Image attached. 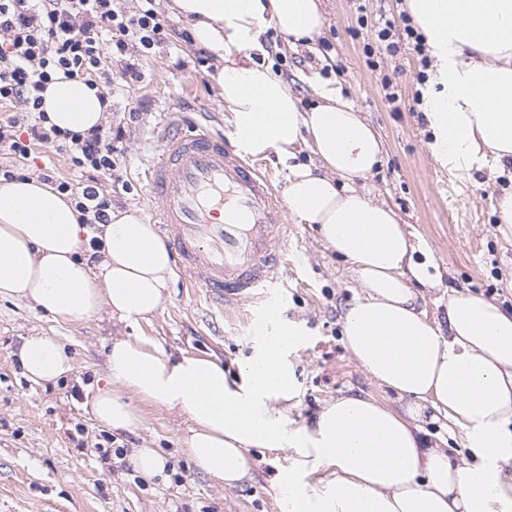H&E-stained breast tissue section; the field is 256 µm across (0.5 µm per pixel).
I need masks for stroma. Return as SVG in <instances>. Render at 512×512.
I'll use <instances>...</instances> for the list:
<instances>
[{
	"label": "stroma",
	"instance_id": "35a3bbf8",
	"mask_svg": "<svg viewBox=\"0 0 512 512\" xmlns=\"http://www.w3.org/2000/svg\"><path fill=\"white\" fill-rule=\"evenodd\" d=\"M326 18L313 44L288 46L274 26L261 40L274 54L273 66L299 97L302 108L320 104L318 87L339 89L380 135L384 153L372 176L363 180L373 200L387 203L406 224L413 259L427 263L437 287L418 286L428 319L446 324L448 292L468 290L512 309V226L498 223L494 206L512 186V168L451 175L435 160L422 110L415 54L379 55L370 68L364 54L380 16H398L404 0H322ZM126 58L141 74L110 99L102 129L120 125L117 167L98 188L113 210L151 209L139 171L150 159L148 144L160 138L157 116L182 97L190 118L232 137L230 114L218 95L217 57L199 62L196 48L179 41L157 44L147 54L129 49ZM390 77L400 99L385 100L382 77ZM25 176L51 173L74 180L62 151L35 149L23 160ZM288 285L279 293L283 321L300 323V343L287 352L295 374L292 399L283 403L288 427L312 426L327 402L344 394L369 395L401 408L351 358L342 341V316L361 295L350 265L327 250L313 225L289 222ZM259 302L225 310L209 305L198 289L173 276L162 306L142 322L141 335L157 340L173 355H209L229 371L254 350ZM57 337L73 358L69 376L57 383L28 381L17 358L23 336ZM108 313L68 321L43 314L23 300H0V512H282L272 490L277 469L288 467L291 451L255 448L250 478L227 487L212 483L186 453L190 421L179 411L140 405L142 422L113 432L123 458L102 459L97 445L105 432L91 415L93 389L105 372L111 342L130 336ZM153 448L168 460V477L147 478L133 470L131 453Z\"/></svg>",
	"mask_w": 512,
	"mask_h": 512
}]
</instances>
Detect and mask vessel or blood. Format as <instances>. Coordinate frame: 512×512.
I'll list each match as a JSON object with an SVG mask.
<instances>
[{"label": "vessel or blood", "mask_w": 512, "mask_h": 512, "mask_svg": "<svg viewBox=\"0 0 512 512\" xmlns=\"http://www.w3.org/2000/svg\"><path fill=\"white\" fill-rule=\"evenodd\" d=\"M184 118L177 105L161 113L168 133L144 170L176 268L215 303L262 298L264 315L276 314L269 291L288 261V207L223 135Z\"/></svg>", "instance_id": "b4317fda"}]
</instances>
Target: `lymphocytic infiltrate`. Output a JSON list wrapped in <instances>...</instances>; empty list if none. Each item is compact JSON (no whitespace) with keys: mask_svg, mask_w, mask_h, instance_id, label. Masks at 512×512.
I'll return each mask as SVG.
<instances>
[{"mask_svg":"<svg viewBox=\"0 0 512 512\" xmlns=\"http://www.w3.org/2000/svg\"><path fill=\"white\" fill-rule=\"evenodd\" d=\"M141 0L137 10L121 8L118 0H0V151L14 159V166L0 167V183L20 179L19 161L28 159L35 147L65 151L82 182H58L60 193H73L82 223L111 221V201L101 196L97 183L115 166L116 145L123 128L112 132L93 129L73 133L49 125L41 108V93L57 74L88 84L104 80L106 89L138 80L133 64L123 63L129 47L148 52L156 44L186 32L176 31L153 6ZM378 50L396 55L411 50L422 67L419 81H426L429 65L422 33L408 13L399 19L379 18L375 28ZM123 67L109 72L111 60ZM27 122L26 136L15 135L20 122Z\"/></svg>","mask_w":512,"mask_h":512,"instance_id":"lymphocytic-infiltrate-1","label":"lymphocytic infiltrate"}]
</instances>
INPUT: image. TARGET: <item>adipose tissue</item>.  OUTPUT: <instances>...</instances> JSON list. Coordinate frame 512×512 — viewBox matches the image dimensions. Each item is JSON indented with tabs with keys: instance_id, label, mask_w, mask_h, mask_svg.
Instances as JSON below:
<instances>
[{
	"instance_id": "obj_1",
	"label": "adipose tissue",
	"mask_w": 512,
	"mask_h": 512,
	"mask_svg": "<svg viewBox=\"0 0 512 512\" xmlns=\"http://www.w3.org/2000/svg\"><path fill=\"white\" fill-rule=\"evenodd\" d=\"M190 23L195 45L224 65L216 85L230 112L238 149L277 153L287 163L283 193L292 218L312 224L350 264L363 290L346 310L343 342L384 390L408 399L405 412L357 394L324 407L315 424L291 430L276 407L295 378L284 358L302 334L267 319L254 354L227 378L209 356L172 359L155 340L134 336L106 352L105 384L91 402L96 423L137 426L133 400L173 409L193 423L186 452L215 484L249 475L254 448L294 452L272 485L288 512H512V312L479 295L448 294L447 326L418 308L425 264L395 212L358 190L382 160L375 130L338 90L300 106L264 53L265 24L306 44L324 28L320 0H172ZM434 69L423 93L431 149L449 171L471 176L512 161V0H407ZM50 124L85 133L107 109L99 88L79 79L50 82L42 94ZM316 156L296 162L299 145ZM95 251L91 263L83 255ZM172 256L139 209L114 213L97 232L81 224L75 204L36 178L0 185V300L20 299L67 320L108 311L135 328L165 300ZM26 378L50 383L73 359L56 337H24ZM462 434L467 454L431 446L419 425L428 411Z\"/></svg>"
}]
</instances>
